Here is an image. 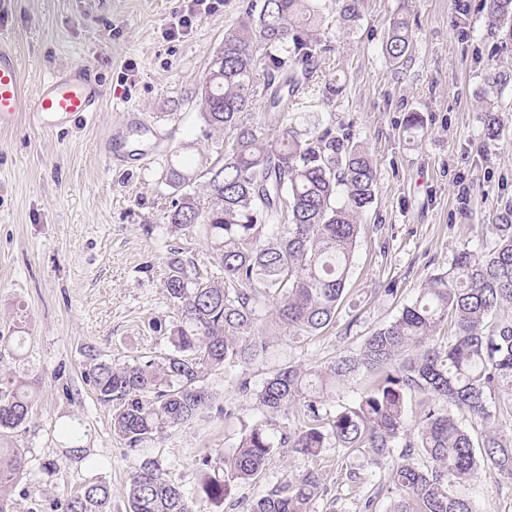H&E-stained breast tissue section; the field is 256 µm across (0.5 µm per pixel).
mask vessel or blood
Masks as SVG:
<instances>
[{
	"instance_id": "1",
	"label": "vessel or blood",
	"mask_w": 512,
	"mask_h": 512,
	"mask_svg": "<svg viewBox=\"0 0 512 512\" xmlns=\"http://www.w3.org/2000/svg\"><path fill=\"white\" fill-rule=\"evenodd\" d=\"M104 90L87 65H66L41 79L33 95H26L20 64L12 49L0 46V129L25 120L39 131H53L86 120L100 111ZM136 111L127 112L123 124L111 128L101 143L108 165L122 167L130 160L128 132L144 129Z\"/></svg>"
}]
</instances>
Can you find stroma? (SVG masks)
<instances>
[{
	"mask_svg": "<svg viewBox=\"0 0 512 512\" xmlns=\"http://www.w3.org/2000/svg\"><path fill=\"white\" fill-rule=\"evenodd\" d=\"M329 50L315 61L310 89L293 109L298 129L347 125L376 161L375 197L362 217L345 298L335 322L314 336H285L270 317L259 325L269 353L244 376L260 386L286 362L313 365L358 350L367 336L412 303L427 277L456 252L490 249L491 226L512 204V31L488 27L479 0L459 18L455 0H363L347 26L334 0H316ZM237 0L170 36L184 0H10L0 11V42L16 52L27 91L62 65L91 66L105 89L95 121L39 133L25 121L0 129V335L21 336V349L0 345V371L31 381L36 399L26 424L0 432V448L28 460L12 488L15 512H50L54 500L92 482L112 489L110 512H128L126 487L142 457L112 428V405L84 378L88 352L128 363L172 349L180 322L164 281L171 254L203 272L215 269L210 241L168 224L173 196L164 174L170 155L202 170L222 134L206 136L197 92ZM406 16L414 48L407 65H391L382 43L393 17ZM506 83L489 87L491 76ZM341 94L324 100L325 85ZM499 109L504 131L486 141L482 114ZM139 111L161 151L141 164L112 168L99 151L105 131ZM424 118L407 123L410 113ZM239 376L215 371L203 417L166 430L147 445L166 476L193 497L197 512H226L198 490L222 476L219 459L245 428L262 421L238 391ZM233 416H225V409ZM79 425V439L67 427ZM102 460L88 468L84 458ZM211 458L202 467V458ZM325 491L312 512H359L345 475L358 469L365 488L379 481L363 457L329 447L309 463ZM288 452L271 457L255 481L232 490L251 502L288 480ZM465 493L475 512H512V481L482 468Z\"/></svg>",
	"mask_w": 512,
	"mask_h": 512,
	"instance_id": "1",
	"label": "stroma"
}]
</instances>
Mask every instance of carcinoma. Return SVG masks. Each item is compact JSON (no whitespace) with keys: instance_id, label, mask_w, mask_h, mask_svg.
<instances>
[{"instance_id":"obj_1","label":"carcinoma","mask_w":512,"mask_h":512,"mask_svg":"<svg viewBox=\"0 0 512 512\" xmlns=\"http://www.w3.org/2000/svg\"><path fill=\"white\" fill-rule=\"evenodd\" d=\"M340 18H359L360 0H336ZM492 22L512 20V0H482ZM408 22L397 17L382 44L393 64L411 59ZM324 51L310 0H246L224 34L198 90L205 130L224 132V149L199 173L167 163L174 198L168 223L200 225L213 243L219 273L203 278L178 258L164 282L181 306L171 350L133 364L100 361L85 379L98 399L116 404L114 433L127 447L182 425L210 406L209 372L243 374L268 352L271 337L258 327L271 306L275 324L288 334L315 335L335 318L360 230L372 203L376 164L344 126L326 125L312 135L289 122L297 92L309 82ZM266 112L263 125L252 112ZM485 132L495 140L500 119L488 108ZM494 247L457 252L446 270L431 274L414 302L368 336L360 349L304 367L288 363L260 386L239 380L240 392L269 418L294 423L277 433L256 423L224 457V479L207 477L201 493L224 505L237 483L256 480L280 448L308 462L329 441L387 475L386 512H475L462 491L487 466L512 480V430L497 428L496 396L512 393V205L492 225ZM454 327L446 341L437 333ZM373 381L357 398L323 406L350 379ZM36 392L28 381L0 375V431L28 420ZM421 412L409 421L408 400ZM483 429L480 437L471 428ZM419 452L428 462H410ZM399 460H394V453ZM27 469L16 448L0 451V512H14L5 488ZM361 512H376L379 492H361L359 473H346ZM322 492L319 473L306 468L282 486L247 504L246 512H311ZM110 486L95 482L53 504V512H109ZM129 512H195L193 499L163 477L159 461L145 456L130 478Z\"/></svg>"}]
</instances>
